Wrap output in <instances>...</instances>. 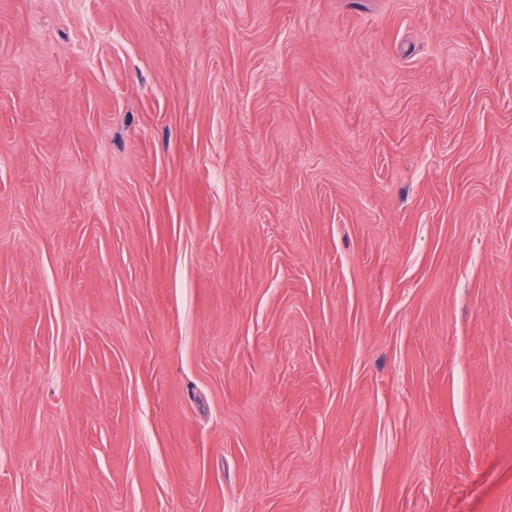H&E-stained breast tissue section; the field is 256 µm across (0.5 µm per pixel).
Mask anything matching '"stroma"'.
Listing matches in <instances>:
<instances>
[{
	"label": "stroma",
	"instance_id": "obj_1",
	"mask_svg": "<svg viewBox=\"0 0 512 512\" xmlns=\"http://www.w3.org/2000/svg\"><path fill=\"white\" fill-rule=\"evenodd\" d=\"M0 512H512V0H0Z\"/></svg>",
	"mask_w": 512,
	"mask_h": 512
}]
</instances>
